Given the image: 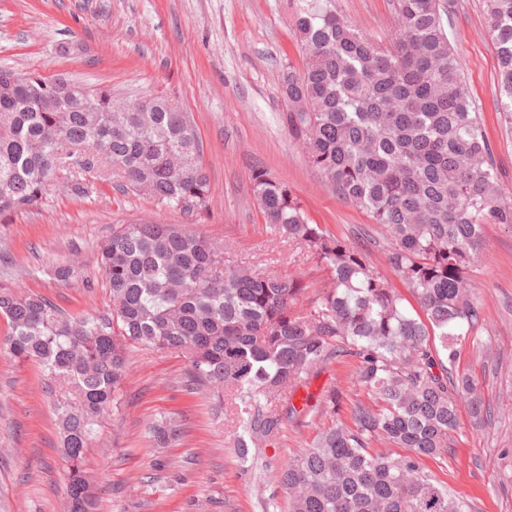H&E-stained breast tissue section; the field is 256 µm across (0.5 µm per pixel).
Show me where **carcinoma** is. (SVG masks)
Masks as SVG:
<instances>
[{
    "label": "carcinoma",
    "mask_w": 512,
    "mask_h": 512,
    "mask_svg": "<svg viewBox=\"0 0 512 512\" xmlns=\"http://www.w3.org/2000/svg\"><path fill=\"white\" fill-rule=\"evenodd\" d=\"M498 61L497 106L512 119V0H485ZM379 43L330 0H295L303 66L282 77L288 130L311 166L365 213L388 243L386 260L416 299L409 312L366 253L310 223L287 183L257 169L253 191L269 224L330 273L314 296L299 275L233 264L223 243L184 224L136 220L100 247L111 303L68 313L23 288L0 291L12 357L34 364L51 399L68 468L70 512H96L82 463L129 374V350L176 352L190 385L231 411L237 447L275 436L278 403L333 358L357 359L362 394L279 472L290 512H465L422 467L441 457L466 407L491 418L474 377L459 370L483 326L469 271L488 224L512 227L491 143L446 29L442 0H393ZM105 87L0 69V224L58 187L86 192L115 179L188 214L207 211L210 183L188 113L164 95L122 112ZM146 434L169 444L176 420ZM379 442L407 448L392 456Z\"/></svg>",
    "instance_id": "obj_1"
}]
</instances>
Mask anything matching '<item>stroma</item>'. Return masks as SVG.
<instances>
[{"label": "stroma", "mask_w": 512, "mask_h": 512, "mask_svg": "<svg viewBox=\"0 0 512 512\" xmlns=\"http://www.w3.org/2000/svg\"><path fill=\"white\" fill-rule=\"evenodd\" d=\"M333 4L378 41L392 31L391 0ZM293 14V0H0V67L104 86L118 96L176 97L203 144L211 186L209 208L198 215L160 208L104 180L87 196L52 191L0 224V289L21 287L70 312L106 308L100 246L114 227L143 217L191 225L224 242L236 264L297 272L311 293L326 291L327 271L310 261L290 264V244L265 224L253 193L257 169L286 182L313 223L390 274L387 245L373 224L326 185L288 132L282 75L302 64ZM446 26L501 186L512 196V124L496 109L497 59L483 0H452ZM61 266L72 270L68 281L55 277ZM470 278L485 323L478 340L465 345L460 366L497 412L480 428L461 414L446 458L424 459L423 468L470 512H512V227L487 225ZM6 332L0 322V512H66L67 469L53 407L36 367L9 354ZM129 358L132 372L118 404L84 460L98 512H288L281 467L332 419L346 420V412H324L325 392L335 387L350 396L358 389L354 358L329 361L281 402L279 434L243 453L232 420L206 392L188 391L185 358L141 348ZM292 407L294 420L286 417ZM171 417L183 425L180 441L159 447L144 439L149 422Z\"/></svg>", "instance_id": "35a3bbf8"}]
</instances>
